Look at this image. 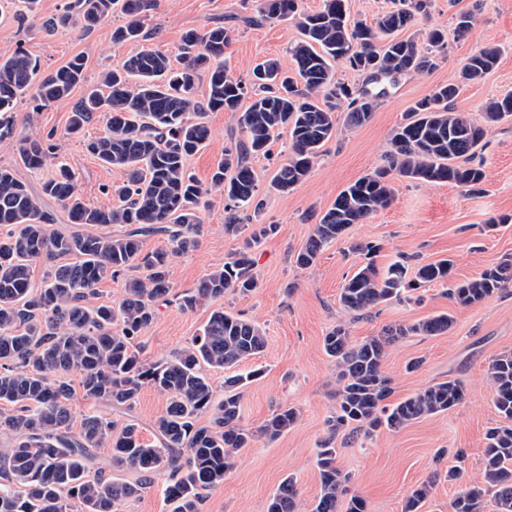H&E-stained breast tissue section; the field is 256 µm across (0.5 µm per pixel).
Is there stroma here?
I'll list each match as a JSON object with an SVG mask.
<instances>
[{"label": "stroma", "mask_w": 512, "mask_h": 512, "mask_svg": "<svg viewBox=\"0 0 512 512\" xmlns=\"http://www.w3.org/2000/svg\"><path fill=\"white\" fill-rule=\"evenodd\" d=\"M70 0H39L37 16L20 19L18 0H0V56L17 49L37 60L41 71L53 72L74 56L85 63L84 80L69 98L43 108L30 93L14 104L18 136L0 141V167L9 169L39 197L43 209L54 212L55 230L72 231L67 212L53 198L43 195L42 184L52 176L56 163H66L85 202L106 204L104 186L121 184L124 175L102 166L88 154L77 137L66 132L70 111L101 72L145 47L178 61L187 31H203L217 24H232L234 40L228 66L234 75L248 77L253 66L266 58L290 66V47L300 38L296 20L249 24L257 0H156L148 11L139 40L116 43L112 32L123 25L121 13L87 30L64 16ZM474 16L464 36L454 27L460 13ZM445 30L438 66L424 75H405L379 100L370 122L358 128L338 125L336 135L322 149L309 175L286 192L274 190L270 181L288 145L287 135L272 144L270 158L254 159L264 209L260 223L276 225L274 235L258 248L259 286L247 294L229 293L191 311L181 310L178 299L192 292L200 280L221 267L240 246V239L224 232V197L209 194L202 212L199 244L172 258L167 267L170 292L159 300L152 323L138 336L143 359L156 362L171 356L198 336L214 310L257 322L266 336V347L256 358L241 364V371L259 370V377L245 388L239 423L260 427L279 407L300 409L297 424L275 439L259 438L239 456L222 484L206 492L202 512H267L281 482L295 477L304 505L320 494L316 451L330 434L336 413V367L323 350V338L336 324H345L353 341L377 335L394 323H414L447 312L454 318L448 332L439 336L414 335L389 348L384 371L392 380L389 403H397L424 388L460 380L466 396L447 413L425 417L397 430L380 429L370 438L351 443L346 433L336 438L337 464L351 477L350 489L366 502L367 512H402L406 497L427 479H434L424 512H451L458 490L444 475L456 463L454 454H465V476L480 477L485 434L496 426L499 414L486 379L491 357L512 351V287L470 306L455 305L446 285L428 283L412 293L411 301L391 300L356 317L339 303L346 279L364 262L353 251L357 242L381 244L375 262L384 267L408 258L410 265L450 259V279L461 282L483 270L512 259V121L490 129L478 156L485 171L481 192L471 193L448 183L417 184L392 177L394 200L366 223L352 225L347 234L328 247L315 266L301 269L293 256L313 234L323 212L348 185L381 167L395 128L414 104L431 95L436 86L455 81L465 59L493 46L500 55L495 67L480 81L462 86L449 102L455 112L481 119L489 98L512 93V0H429L426 13L399 36L423 41L428 28ZM210 137L187 161V168L201 184H209L218 162L230 146L235 114L208 113ZM54 146L53 163L39 172L19 161L21 138ZM420 360L408 370L411 360ZM168 405V397L144 387L132 408L101 407V414L124 425L136 423L141 437L155 441L154 423Z\"/></svg>", "instance_id": "35a3bbf8"}]
</instances>
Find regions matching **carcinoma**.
Returning a JSON list of instances; mask_svg holds the SVG:
<instances>
[{"instance_id":"obj_1","label":"carcinoma","mask_w":512,"mask_h":512,"mask_svg":"<svg viewBox=\"0 0 512 512\" xmlns=\"http://www.w3.org/2000/svg\"><path fill=\"white\" fill-rule=\"evenodd\" d=\"M427 2L399 0L397 8L367 24L350 20L347 0H322L312 14L301 12L299 0H258L256 15L249 18L252 24L299 17L301 38L290 49L291 71L271 58L256 64L247 80L234 76L224 66L233 31L217 24L201 34L185 35L178 67L162 51L145 47L102 73L98 86L72 107L68 132H81L97 113H105L107 133L87 141L85 148L102 165L121 170L122 185L104 189L112 204L91 207L69 168L60 166L42 190L61 202L73 224L131 226L121 236L51 232L53 214L42 209L9 169L0 168V228L7 229L0 234V403L13 406L12 412L0 415V431L10 436L9 444L0 448V512H117L159 481L171 512H201L204 492L224 481L244 449L259 437L275 439L296 425L300 411L289 405L256 430L239 424L242 393L258 371L234 368L266 345L254 322L215 310L201 335L161 363L144 360L134 341L153 321L158 299L168 295L170 259L197 244L206 194L224 192V231L240 236L245 225L238 212L251 209L257 215L262 209L251 159L269 154L275 134L285 130L290 139L288 157L271 182L284 192L308 176L319 150L335 135L342 103H347V122L362 126L399 77L437 67L444 30L428 32L425 50L413 40L397 38L426 11ZM117 7L125 23L112 32V40L138 39L150 0H74L67 18L90 30ZM497 59L498 50L492 47L475 52L456 81L416 102L390 139L386 165L339 193L294 255L297 267H313L351 225L364 224L389 206L392 174L480 191L484 170L474 159L486 127L512 118V95L487 100L481 123L467 112L448 111V102L462 85L489 73ZM334 62L367 74L368 87L355 91L335 79ZM201 71L208 76L204 100L196 96ZM83 80L79 55L48 74L39 73L37 61L22 50L0 56V141L17 137L12 116L17 95L30 90L37 106L46 107L69 96ZM220 110L238 114L237 132L205 189L188 173L186 161L210 136L203 115ZM51 150L50 144L23 138L20 159L37 172L46 166ZM275 232L274 224L253 228L232 260L179 299L181 309L258 288L253 253ZM152 235L164 237L167 245L145 254L144 238ZM352 249L367 262L346 280L339 302L357 315L383 302L406 300L421 284L446 283L451 272V262L443 259L419 266L409 280L402 261L385 268L375 264L379 245L354 244ZM38 263L50 264L51 270L44 285L35 288L30 271ZM138 266L146 275L127 280L117 304L95 302L99 283ZM510 286L512 262H504L453 285L448 298L468 307ZM452 323L448 314L395 323L361 343L351 341L345 325L333 327L323 339V350L336 366L338 406L332 431L368 437L381 427L400 429L459 404L465 388L450 379L383 405L391 392L383 370L389 347L413 335L437 336ZM204 366L229 371L219 401ZM72 372L80 376L85 399L112 407L131 405L145 386L166 393L169 404L155 421L158 441H144L134 423L118 427L96 413L73 414L68 404ZM486 378L503 422L486 433L481 480H464V454L456 453L458 465L445 474L448 481L459 483L452 512H485L490 501L494 512H512V352L493 356ZM204 414L209 422L200 425ZM99 448L112 449V466L131 470L134 478L105 475V463L96 455ZM317 465L321 492L311 512H366L365 501L350 492L349 476L337 465L334 437L320 444ZM433 486L429 479L412 490L402 512H422ZM267 512H302L293 477L281 483Z\"/></svg>"}]
</instances>
